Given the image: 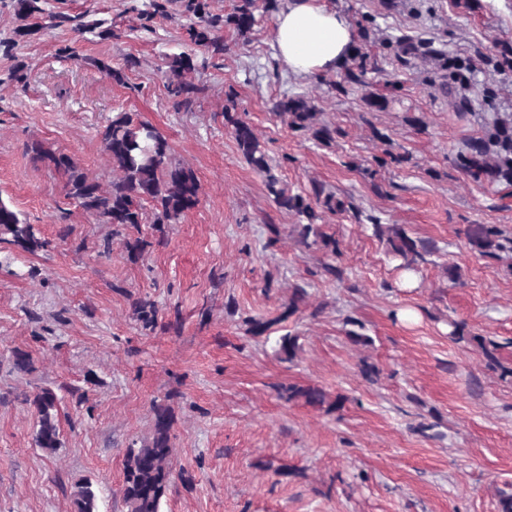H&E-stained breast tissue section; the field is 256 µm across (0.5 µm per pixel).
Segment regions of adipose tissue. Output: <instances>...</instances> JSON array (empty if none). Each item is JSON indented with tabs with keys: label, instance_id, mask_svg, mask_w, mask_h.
Masks as SVG:
<instances>
[{
	"label": "adipose tissue",
	"instance_id": "adipose-tissue-1",
	"mask_svg": "<svg viewBox=\"0 0 512 512\" xmlns=\"http://www.w3.org/2000/svg\"><path fill=\"white\" fill-rule=\"evenodd\" d=\"M353 38L346 16L323 0H289L276 19L279 56L300 77L341 67L352 54Z\"/></svg>",
	"mask_w": 512,
	"mask_h": 512
}]
</instances>
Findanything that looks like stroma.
<instances>
[{
    "instance_id": "stroma-1",
    "label": "stroma",
    "mask_w": 512,
    "mask_h": 512,
    "mask_svg": "<svg viewBox=\"0 0 512 512\" xmlns=\"http://www.w3.org/2000/svg\"><path fill=\"white\" fill-rule=\"evenodd\" d=\"M324 2L368 33L362 83L341 68L291 73L277 15L261 9L247 36L220 26L226 49L210 59L180 0L146 25L152 0H43L21 41L12 0H0V201L49 243L34 255L0 244V512H73L81 479L99 512H126V449L150 437L157 405L173 418L161 512H501L512 496V254L466 244L475 224L512 233V182L461 166L470 141L512 122V0ZM60 13L84 30L55 25ZM183 52L207 65L177 108L165 73ZM20 61L22 84L11 77ZM231 92L289 194L311 202L320 188L342 202L317 208L338 254L300 243L303 216L278 207L243 158L224 118ZM371 95L383 109L367 107ZM287 97L310 101L332 140L291 128L276 111ZM118 112L155 125L199 179V204L163 231L95 220L26 150L43 141L109 184L101 131ZM376 223L402 225L433 254L401 270ZM137 236L151 246L134 259L126 242ZM141 302L155 304L154 324L137 318ZM254 320L268 331L253 335ZM351 331L370 344H352ZM287 333L301 345L290 363L276 355ZM15 348L33 372L14 370ZM291 385L343 406L288 400ZM45 386L60 398L51 456L33 447L23 401Z\"/></svg>"
}]
</instances>
